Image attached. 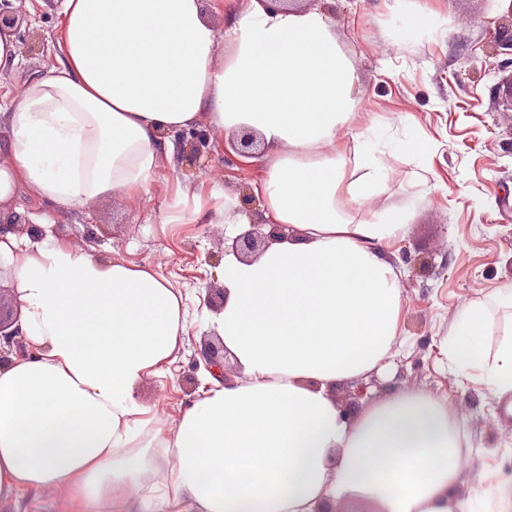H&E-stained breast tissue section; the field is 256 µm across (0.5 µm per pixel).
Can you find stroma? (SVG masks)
Here are the masks:
<instances>
[{"label": "stroma", "mask_w": 512, "mask_h": 512, "mask_svg": "<svg viewBox=\"0 0 512 512\" xmlns=\"http://www.w3.org/2000/svg\"><path fill=\"white\" fill-rule=\"evenodd\" d=\"M411 11H439L443 34L396 41L386 0H324L322 8L359 75V109L383 121L381 151L412 139L424 141L426 158L402 152L391 158L397 173L385 204L410 207L406 238L387 258L401 272L402 321L395 353L384 372L371 373L365 398L350 399L348 385L334 395L350 418L370 401L400 390H418L460 401L471 442L453 498L491 512L512 488V412L487 385L456 377L445 354L458 312L490 289L512 284V108L495 88L512 75V55L493 52L492 36L507 10L505 0H407ZM19 17L14 30L18 61L0 75V95L57 67L61 18L57 0H0ZM234 151L229 139L210 138L196 156L173 147L152 193L137 210L100 201L82 210L34 202L25 187L7 204L16 233L49 223L55 236L86 252L148 267L185 299L188 327L174 360L139 389L141 400L161 402L177 415L197 397L206 374L200 349L212 339L210 316L220 313L219 277L228 254L224 227L202 221L161 231L162 207L174 185L217 188L238 199L251 222L263 223L254 194L256 164ZM427 181L430 193L417 191Z\"/></svg>", "instance_id": "35a3bbf8"}]
</instances>
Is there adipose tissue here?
Returning <instances> with one entry per match:
<instances>
[{
	"mask_svg": "<svg viewBox=\"0 0 512 512\" xmlns=\"http://www.w3.org/2000/svg\"><path fill=\"white\" fill-rule=\"evenodd\" d=\"M399 40L436 37L435 11L391 7ZM62 60L0 99V223L17 186L63 210L150 195L168 133L207 118L216 136L266 145L254 192L268 223L294 229L243 261L227 256L212 323L239 375L207 378L178 416L139 387L173 358L182 298L155 271L46 234H0L30 352L0 365V502L51 494L70 512H464L451 492L468 446L448 398L404 390L348 420L336 386L383 370L402 317L386 246L412 214L379 205L391 169L358 120L357 71L317 7L225 0H62ZM162 224L235 198L182 186ZM455 371L512 396V285L458 313Z\"/></svg>",
	"mask_w": 512,
	"mask_h": 512,
	"instance_id": "ef3b65f1",
	"label": "adipose tissue"
}]
</instances>
